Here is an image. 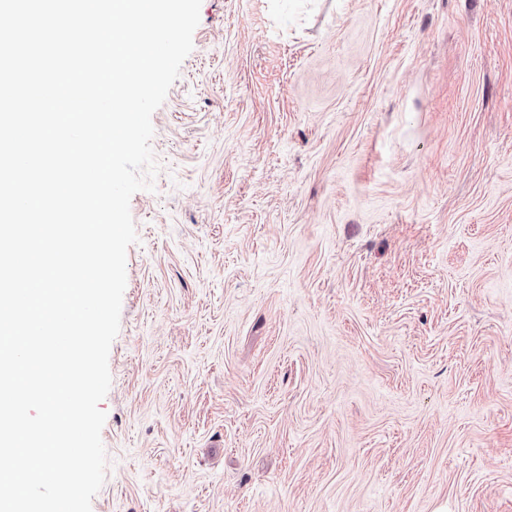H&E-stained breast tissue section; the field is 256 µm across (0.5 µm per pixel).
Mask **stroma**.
I'll return each instance as SVG.
<instances>
[{
  "instance_id": "35a3bbf8",
  "label": "stroma",
  "mask_w": 512,
  "mask_h": 512,
  "mask_svg": "<svg viewBox=\"0 0 512 512\" xmlns=\"http://www.w3.org/2000/svg\"><path fill=\"white\" fill-rule=\"evenodd\" d=\"M152 125L92 512H512V0H202Z\"/></svg>"
}]
</instances>
